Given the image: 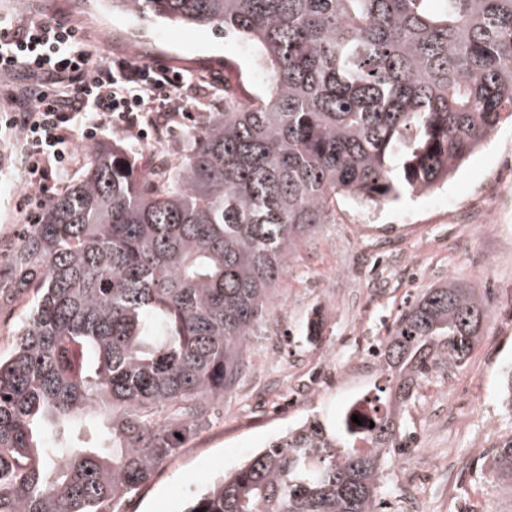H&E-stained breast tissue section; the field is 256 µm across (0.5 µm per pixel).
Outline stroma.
<instances>
[{
  "mask_svg": "<svg viewBox=\"0 0 512 512\" xmlns=\"http://www.w3.org/2000/svg\"><path fill=\"white\" fill-rule=\"evenodd\" d=\"M0 12L69 19L107 61L134 52L197 80L239 79L250 89L266 82L255 44L190 25L137 24L104 0H0ZM184 98L178 119L158 135L143 140L108 126L93 141L75 136L74 146L81 152L95 141L120 143L148 172L159 151L181 147L188 130L224 109L220 84L185 89ZM22 153L17 137L0 133V241L6 243L40 208L24 199ZM488 192L512 198L508 123L437 195L406 198L379 214L337 199L335 223L289 257L238 385L147 484L115 502L116 512H175L210 479L306 417L336 414L352 389L381 379L353 372V365L370 359L409 304L451 277L484 297L489 316L465 364L435 366L419 381L405 413L404 446L383 464L388 512H402L405 497L421 512H512V495L484 461L500 437L512 434V416L499 401L501 377L512 369V238L494 234L477 208ZM437 198L455 204L456 219L434 207Z\"/></svg>",
  "mask_w": 512,
  "mask_h": 512,
  "instance_id": "1",
  "label": "stroma"
}]
</instances>
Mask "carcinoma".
Segmentation results:
<instances>
[{
    "mask_svg": "<svg viewBox=\"0 0 512 512\" xmlns=\"http://www.w3.org/2000/svg\"><path fill=\"white\" fill-rule=\"evenodd\" d=\"M108 3L251 40L268 83L224 81V111L146 174L86 149L13 243L0 305L28 313L0 351V512H115L224 403L288 256L336 223V198L426 194L512 123V0ZM487 317L463 282L427 289L381 344L382 412L358 425L353 400L308 418L179 512H383L418 381L465 363ZM500 402L512 410V369ZM490 469L512 483V436Z\"/></svg>",
    "mask_w": 512,
    "mask_h": 512,
    "instance_id": "carcinoma-1",
    "label": "carcinoma"
}]
</instances>
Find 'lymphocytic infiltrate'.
<instances>
[{
  "mask_svg": "<svg viewBox=\"0 0 512 512\" xmlns=\"http://www.w3.org/2000/svg\"><path fill=\"white\" fill-rule=\"evenodd\" d=\"M18 71L65 79L50 96L14 95L15 109L5 122L25 147V185L32 197L47 181L68 174L75 134L90 139L116 123L148 137L176 119V107L164 101L182 96L188 83L182 70L133 54L96 62L87 35L72 22L0 17V76Z\"/></svg>",
  "mask_w": 512,
  "mask_h": 512,
  "instance_id": "lymphocytic-infiltrate-1",
  "label": "lymphocytic infiltrate"
}]
</instances>
